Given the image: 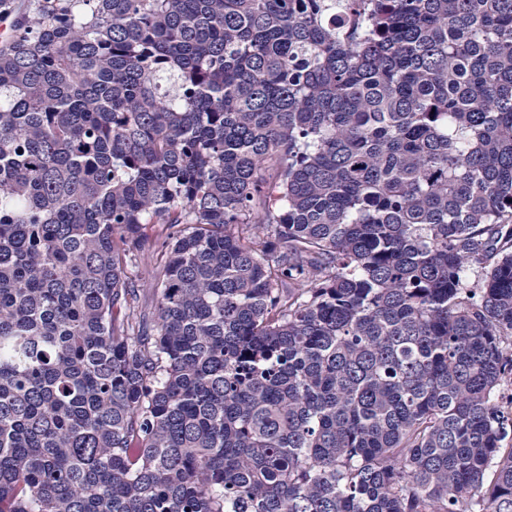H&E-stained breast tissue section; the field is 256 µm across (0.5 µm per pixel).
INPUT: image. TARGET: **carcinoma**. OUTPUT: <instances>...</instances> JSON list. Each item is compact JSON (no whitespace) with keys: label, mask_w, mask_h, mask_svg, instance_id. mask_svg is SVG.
Wrapping results in <instances>:
<instances>
[{"label":"carcinoma","mask_w":512,"mask_h":512,"mask_svg":"<svg viewBox=\"0 0 512 512\" xmlns=\"http://www.w3.org/2000/svg\"><path fill=\"white\" fill-rule=\"evenodd\" d=\"M1 16L0 512H512V0Z\"/></svg>","instance_id":"1"}]
</instances>
